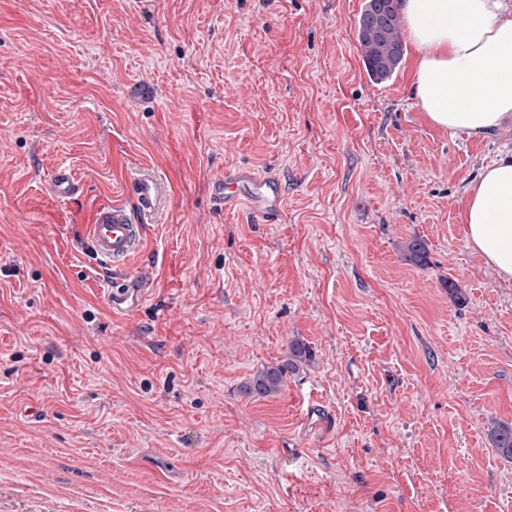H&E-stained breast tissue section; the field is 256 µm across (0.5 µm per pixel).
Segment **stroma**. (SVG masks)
<instances>
[{"mask_svg":"<svg viewBox=\"0 0 512 512\" xmlns=\"http://www.w3.org/2000/svg\"><path fill=\"white\" fill-rule=\"evenodd\" d=\"M363 4L0 0V512H512V283L462 218L512 121L432 125L410 44L371 82ZM237 164L279 176L278 222L213 209ZM137 172L170 192L115 318L81 227ZM294 338L313 365L244 396ZM51 190L58 199H72L80 191V184L75 173L68 167L60 165L53 172ZM152 283L146 274L128 276L124 273L110 276L101 285L112 313L129 314L140 308L149 299ZM489 441L497 454L506 459L512 460V425L493 422V426L487 432Z\"/></svg>","mask_w":512,"mask_h":512,"instance_id":"obj_1","label":"stroma"}]
</instances>
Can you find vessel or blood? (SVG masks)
Listing matches in <instances>:
<instances>
[{
  "label": "vessel or blood",
  "instance_id": "vessel-or-blood-1",
  "mask_svg": "<svg viewBox=\"0 0 512 512\" xmlns=\"http://www.w3.org/2000/svg\"><path fill=\"white\" fill-rule=\"evenodd\" d=\"M126 188L134 208L115 203L99 206L92 224L83 230L85 246L93 259L113 272L103 281L101 291L116 314L136 311L151 295L152 283L147 275L128 276L124 269L134 255L142 252L146 239V227L137 223L135 211L154 209L163 193L162 184L153 178L127 183ZM51 190L56 198L67 200L79 193L80 184L75 173L61 165L52 175ZM209 195L221 209L244 210L267 220L277 218L285 202L279 178L245 165L225 169L223 176L210 182Z\"/></svg>",
  "mask_w": 512,
  "mask_h": 512
}]
</instances>
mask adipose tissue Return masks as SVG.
<instances>
[{
  "mask_svg": "<svg viewBox=\"0 0 512 512\" xmlns=\"http://www.w3.org/2000/svg\"><path fill=\"white\" fill-rule=\"evenodd\" d=\"M417 57L411 91L427 120L453 133L493 134L512 120V10L504 0H402ZM470 249L512 281V156L468 193Z\"/></svg>",
  "mask_w": 512,
  "mask_h": 512,
  "instance_id": "obj_1",
  "label": "adipose tissue"
}]
</instances>
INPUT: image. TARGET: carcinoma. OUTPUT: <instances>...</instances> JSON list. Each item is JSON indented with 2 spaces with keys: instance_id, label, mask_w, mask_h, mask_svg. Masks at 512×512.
<instances>
[{
  "instance_id": "obj_1",
  "label": "carcinoma",
  "mask_w": 512,
  "mask_h": 512,
  "mask_svg": "<svg viewBox=\"0 0 512 512\" xmlns=\"http://www.w3.org/2000/svg\"><path fill=\"white\" fill-rule=\"evenodd\" d=\"M357 37L368 78L376 83L389 81L400 68L404 55L402 16L399 0H365L357 19ZM307 344L299 339L288 343L287 359L257 373L244 383L243 393L251 398H268L279 393L287 377L312 360ZM497 454L512 460V425L493 423L487 432Z\"/></svg>"
}]
</instances>
